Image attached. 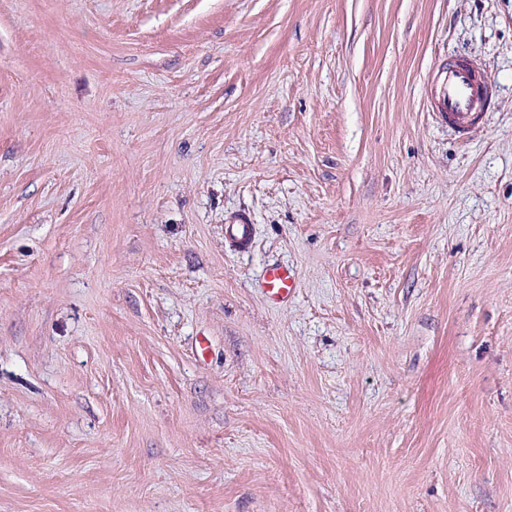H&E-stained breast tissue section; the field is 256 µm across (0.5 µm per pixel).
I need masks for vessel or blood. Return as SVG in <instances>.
<instances>
[{"label":"vessel or blood","mask_w":512,"mask_h":512,"mask_svg":"<svg viewBox=\"0 0 512 512\" xmlns=\"http://www.w3.org/2000/svg\"><path fill=\"white\" fill-rule=\"evenodd\" d=\"M492 79L484 72L476 71L470 62L459 56L449 57L439 73L435 94L437 111L442 120L457 133L472 132L484 112L490 108ZM231 245L240 252L249 251L253 245L252 225L244 214L234 216L225 229ZM297 288V272L294 268L274 264L263 277L262 289L267 299L276 304L287 303Z\"/></svg>","instance_id":"1"}]
</instances>
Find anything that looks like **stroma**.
<instances>
[{
    "mask_svg": "<svg viewBox=\"0 0 512 512\" xmlns=\"http://www.w3.org/2000/svg\"><path fill=\"white\" fill-rule=\"evenodd\" d=\"M0 512H512V0H0ZM491 88L490 75L476 71L465 58L451 56L436 80L437 112L448 127L466 135L489 111ZM245 214L234 216L227 224L225 233L231 245L239 252H247L253 245L252 225ZM297 288V272L283 264L269 266L263 277L262 289L267 299L275 304H285Z\"/></svg>",
    "mask_w": 512,
    "mask_h": 512,
    "instance_id": "obj_1",
    "label": "stroma"
}]
</instances>
